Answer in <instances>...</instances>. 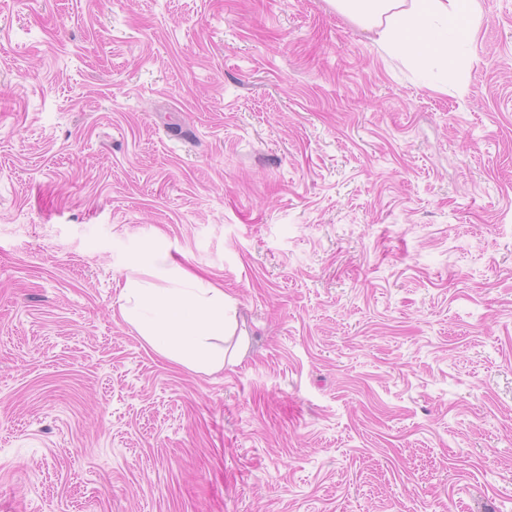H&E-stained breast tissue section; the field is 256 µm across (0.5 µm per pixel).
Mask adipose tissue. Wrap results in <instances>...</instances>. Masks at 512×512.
Instances as JSON below:
<instances>
[{
	"label": "adipose tissue",
	"instance_id": "ef3b65f1",
	"mask_svg": "<svg viewBox=\"0 0 512 512\" xmlns=\"http://www.w3.org/2000/svg\"><path fill=\"white\" fill-rule=\"evenodd\" d=\"M336 11L375 35L387 53L416 71L456 62L481 23L478 0H331ZM118 296L119 313L168 360L211 374L235 363L233 300L223 288L171 262L161 239L132 260Z\"/></svg>",
	"mask_w": 512,
	"mask_h": 512
}]
</instances>
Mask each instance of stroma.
<instances>
[{
    "mask_svg": "<svg viewBox=\"0 0 512 512\" xmlns=\"http://www.w3.org/2000/svg\"><path fill=\"white\" fill-rule=\"evenodd\" d=\"M478 4L431 86L328 0H0V512H512V0ZM157 237L237 364L121 318Z\"/></svg>",
    "mask_w": 512,
    "mask_h": 512,
    "instance_id": "1",
    "label": "stroma"
}]
</instances>
